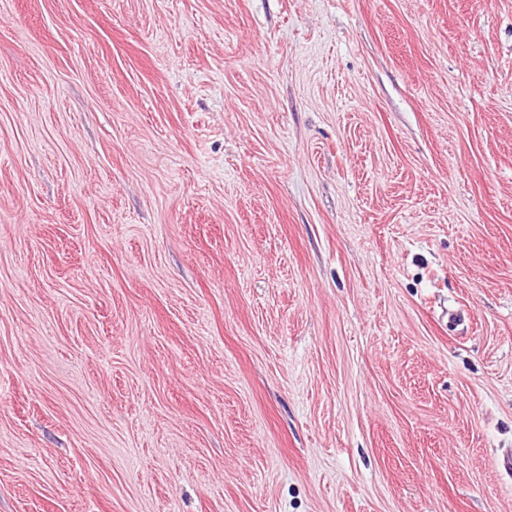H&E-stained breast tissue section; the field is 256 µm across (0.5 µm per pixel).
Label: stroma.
I'll return each mask as SVG.
<instances>
[{
    "label": "stroma",
    "instance_id": "35a3bbf8",
    "mask_svg": "<svg viewBox=\"0 0 512 512\" xmlns=\"http://www.w3.org/2000/svg\"><path fill=\"white\" fill-rule=\"evenodd\" d=\"M507 451L512 0H0V512H512Z\"/></svg>",
    "mask_w": 512,
    "mask_h": 512
}]
</instances>
